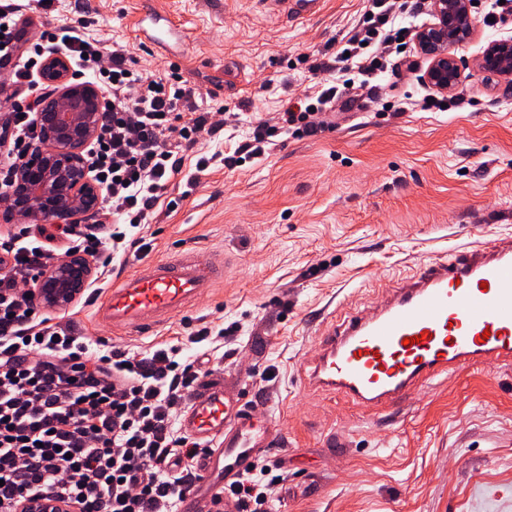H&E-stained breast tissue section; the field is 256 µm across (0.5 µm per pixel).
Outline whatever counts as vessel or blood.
Segmentation results:
<instances>
[{"label": "vessel or blood", "instance_id": "b4317fda", "mask_svg": "<svg viewBox=\"0 0 512 512\" xmlns=\"http://www.w3.org/2000/svg\"><path fill=\"white\" fill-rule=\"evenodd\" d=\"M272 11L297 19L321 0H266ZM477 244L421 265L382 306L329 323L304 381L340 392L377 413L417 388L472 365L512 363V234L482 226ZM215 266L195 252L157 260L123 276L96 303L95 317L116 335H147L213 287ZM179 429L196 440L200 481L196 497L218 500L224 486L269 448L273 422L232 398L223 376L198 383Z\"/></svg>", "mask_w": 512, "mask_h": 512}]
</instances>
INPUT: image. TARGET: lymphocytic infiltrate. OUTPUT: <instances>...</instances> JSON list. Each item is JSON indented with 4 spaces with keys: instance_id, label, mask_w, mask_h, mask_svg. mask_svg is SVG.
Wrapping results in <instances>:
<instances>
[{
    "instance_id": "1",
    "label": "lymphocytic infiltrate",
    "mask_w": 512,
    "mask_h": 512,
    "mask_svg": "<svg viewBox=\"0 0 512 512\" xmlns=\"http://www.w3.org/2000/svg\"><path fill=\"white\" fill-rule=\"evenodd\" d=\"M421 0H368L362 22L346 42L368 75L387 69L392 54L412 42L403 14ZM11 75L28 94H41V70L53 55L97 71L112 99V117L93 147L105 204L93 224L66 231L64 252L99 259L125 240L119 223L152 214L180 168L179 152L215 135L216 109L197 111L192 93L167 77L128 69L123 46L102 50L85 23L64 25L53 44L30 42ZM337 88L315 104L287 109L283 127L314 135L328 126ZM11 145L0 159V197L12 172L38 139L33 111L13 110ZM47 246L28 228L0 242V512H20L43 498L76 512H178L199 475L188 469L200 448L175 427V412L198 380L197 360L173 344L133 354L78 335L65 315L40 313L32 297ZM269 484L263 473L230 484L236 512H264Z\"/></svg>"
}]
</instances>
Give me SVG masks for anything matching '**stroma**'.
<instances>
[{"instance_id": "35a3bbf8", "label": "stroma", "mask_w": 512, "mask_h": 512, "mask_svg": "<svg viewBox=\"0 0 512 512\" xmlns=\"http://www.w3.org/2000/svg\"><path fill=\"white\" fill-rule=\"evenodd\" d=\"M366 5L324 0L296 20L261 0H53L34 14L49 37L61 15L82 19L126 43L132 68L178 70L200 109L234 115L184 152L148 222L127 228L139 256L96 270L102 281L192 248L222 269L215 288L146 336H113L90 304L70 312L85 336L144 351L223 330L232 354L215 352L208 370L279 431L260 458L279 478L273 512H512V364L437 378L391 416L302 381L333 316L378 306L422 263L471 243L475 225L512 234V79L475 66L489 41L512 36V20L484 23L495 0H477L456 51L460 106L425 107L427 61L414 50L413 70L350 89L334 127L277 128L290 102L356 78L338 54ZM137 13L179 24L188 40L151 43L130 29ZM261 122L273 127L264 156L225 166Z\"/></svg>"}]
</instances>
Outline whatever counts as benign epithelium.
<instances>
[{"instance_id":"1","label":"benign epithelium","mask_w":512,"mask_h":512,"mask_svg":"<svg viewBox=\"0 0 512 512\" xmlns=\"http://www.w3.org/2000/svg\"><path fill=\"white\" fill-rule=\"evenodd\" d=\"M429 15L432 20L419 27L414 38L428 61L422 81L440 93H451L459 86L462 61L449 47L465 43L472 33L471 0H429ZM477 67L511 76L512 36L489 42ZM41 78L54 90L40 100L35 115L39 142L17 162L13 188L0 199V218L18 216L40 227L79 224L104 203L103 189L91 175L87 147L104 132L111 113L93 84L71 80L64 58H50ZM94 275L95 267L80 253L49 260L38 275L40 304L50 310L69 308ZM21 510L73 512V507L43 499L26 500Z\"/></svg>"}]
</instances>
